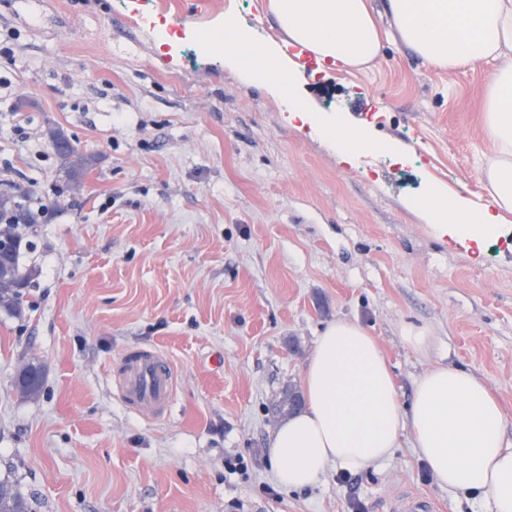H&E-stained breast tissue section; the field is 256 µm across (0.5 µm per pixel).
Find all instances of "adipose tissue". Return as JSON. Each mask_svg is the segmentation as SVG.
<instances>
[{
	"instance_id": "ef3b65f1",
	"label": "adipose tissue",
	"mask_w": 512,
	"mask_h": 512,
	"mask_svg": "<svg viewBox=\"0 0 512 512\" xmlns=\"http://www.w3.org/2000/svg\"><path fill=\"white\" fill-rule=\"evenodd\" d=\"M267 10L287 43L258 41L233 24L224 26V63L246 77L275 69L268 90L281 100L299 130L327 141L340 163L360 153L384 151L405 158L379 138L370 120L317 112L296 87L308 63L363 68L382 53L369 0H268ZM400 40L443 70L496 68L484 88L482 125L493 153L485 169L488 204L479 205L443 187L409 201L440 237L482 248L512 213V0H388ZM303 409L288 417L269 442V458L282 487L301 490L329 465L353 472L376 467L408 431L436 482L484 497L491 512H512V442L506 417L487 387L470 371L436 367L418 379L402 405L386 357L364 328L329 323L302 372Z\"/></svg>"
}]
</instances>
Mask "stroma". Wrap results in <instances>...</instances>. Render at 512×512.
I'll return each instance as SVG.
<instances>
[{"mask_svg":"<svg viewBox=\"0 0 512 512\" xmlns=\"http://www.w3.org/2000/svg\"><path fill=\"white\" fill-rule=\"evenodd\" d=\"M264 2L184 20L180 0H0V175L50 206L25 230L24 314H0V478L33 512H379L396 487L487 512L439 486L406 432L349 479L332 465L302 490L275 480L268 408L339 319L375 337L401 403L423 372L460 367L499 398L512 440V213L473 253L406 205L434 184L486 203V70L435 68L387 35L375 64L306 77L316 110L369 118L407 153L353 168L204 50L228 21L282 40ZM159 21L177 47H158ZM50 123L95 158L62 197ZM407 326L428 331L427 353ZM136 347L175 368L165 419L114 390ZM29 361L36 399L14 386Z\"/></svg>","mask_w":512,"mask_h":512,"instance_id":"35a3bbf8","label":"stroma"}]
</instances>
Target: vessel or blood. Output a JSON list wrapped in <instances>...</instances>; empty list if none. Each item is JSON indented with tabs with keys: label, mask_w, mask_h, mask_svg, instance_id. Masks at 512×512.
I'll return each instance as SVG.
<instances>
[{
	"label": "vessel or blood",
	"mask_w": 512,
	"mask_h": 512,
	"mask_svg": "<svg viewBox=\"0 0 512 512\" xmlns=\"http://www.w3.org/2000/svg\"><path fill=\"white\" fill-rule=\"evenodd\" d=\"M119 395L140 414H163L173 397L175 371L169 359L155 349L126 351L116 366ZM385 512H437L430 498L415 492H398L388 500Z\"/></svg>",
	"instance_id": "vessel-or-blood-1"
}]
</instances>
